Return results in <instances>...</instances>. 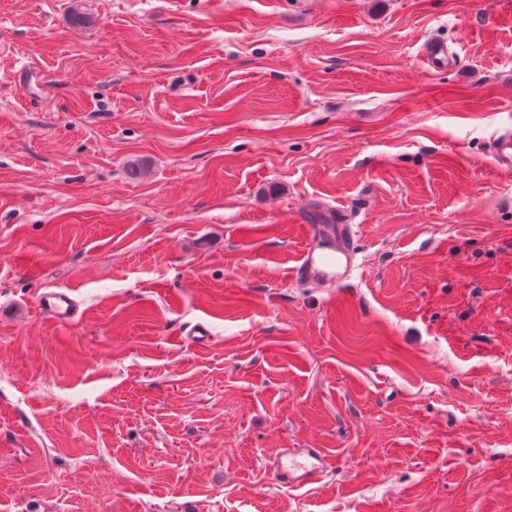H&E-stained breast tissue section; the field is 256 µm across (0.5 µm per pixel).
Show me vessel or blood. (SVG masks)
Listing matches in <instances>:
<instances>
[{
    "label": "vessel or blood",
    "mask_w": 512,
    "mask_h": 512,
    "mask_svg": "<svg viewBox=\"0 0 512 512\" xmlns=\"http://www.w3.org/2000/svg\"><path fill=\"white\" fill-rule=\"evenodd\" d=\"M493 162L496 170L512 174V131L508 130L494 141ZM312 240H325L326 248L304 251L294 270L296 279L310 281L324 288L348 280L357 267L354 236L348 225L331 214L317 217L308 225ZM39 310L59 323H70L79 315V304L69 291L43 290L37 298ZM325 454L317 448H281L270 459L268 472L281 485L298 486L318 477L324 470Z\"/></svg>",
    "instance_id": "vessel-or-blood-1"
}]
</instances>
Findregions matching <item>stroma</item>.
<instances>
[{"label":"stroma","instance_id":"35a3bbf8","mask_svg":"<svg viewBox=\"0 0 512 512\" xmlns=\"http://www.w3.org/2000/svg\"><path fill=\"white\" fill-rule=\"evenodd\" d=\"M70 5L0 0V512H512V0ZM493 162L496 170L512 174V131L508 130L494 140ZM312 222L305 225L312 242L323 239L329 245L319 251L312 245L308 247L295 267L294 275L298 280L333 288L348 280L358 267L354 236L337 215L324 213ZM39 310L57 323H71L79 315V303L67 291L58 289H45L37 298ZM325 463L319 448H280L269 460L268 472L277 484L299 486L318 477Z\"/></svg>","mask_w":512,"mask_h":512}]
</instances>
